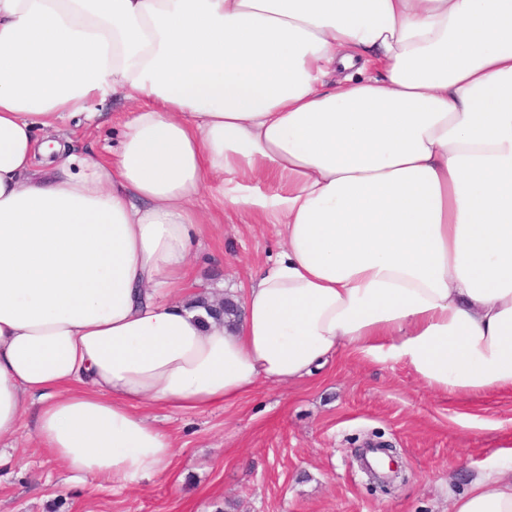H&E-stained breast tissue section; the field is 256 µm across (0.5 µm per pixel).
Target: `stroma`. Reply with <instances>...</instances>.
<instances>
[{
	"label": "stroma",
	"instance_id": "1",
	"mask_svg": "<svg viewBox=\"0 0 512 512\" xmlns=\"http://www.w3.org/2000/svg\"><path fill=\"white\" fill-rule=\"evenodd\" d=\"M128 118V107L112 105L80 148L107 153ZM205 207L210 223L191 260L203 287L230 292L277 259L275 225L215 201ZM149 416L178 450L168 473L87 491L24 415L19 434L0 440V512H451L473 478L512 460L502 453L512 440V391L465 406L401 364L347 348L310 378L261 383L204 413L155 407ZM371 437L403 461V480L385 489L358 461Z\"/></svg>",
	"mask_w": 512,
	"mask_h": 512
}]
</instances>
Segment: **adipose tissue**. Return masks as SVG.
Segmentation results:
<instances>
[{"mask_svg":"<svg viewBox=\"0 0 512 512\" xmlns=\"http://www.w3.org/2000/svg\"><path fill=\"white\" fill-rule=\"evenodd\" d=\"M206 195L282 240L230 327L191 290ZM344 347L512 390V0H0V437L33 410L73 478L140 484L177 453L146 408ZM452 512H512V465ZM109 120L99 128H92L78 143L81 150H92L105 154L109 148L116 146L120 130L129 118V109L123 104H113L110 108Z\"/></svg>","mask_w":512,"mask_h":512,"instance_id":"obj_1","label":"adipose tissue"}]
</instances>
